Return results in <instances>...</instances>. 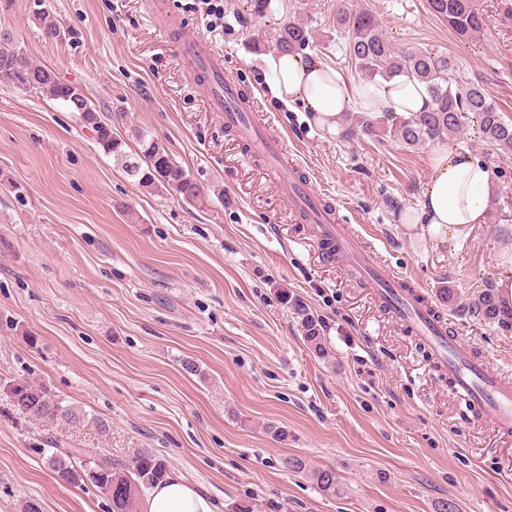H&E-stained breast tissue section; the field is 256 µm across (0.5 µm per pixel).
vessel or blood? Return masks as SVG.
<instances>
[{
    "mask_svg": "<svg viewBox=\"0 0 512 512\" xmlns=\"http://www.w3.org/2000/svg\"><path fill=\"white\" fill-rule=\"evenodd\" d=\"M181 66L210 88L212 111L245 144L254 146L276 177L281 196L325 259L343 258L376 302L400 327L411 331L428 353L434 368L448 376L453 394L476 415H491L503 434L512 433V380L476 355L472 342L454 332L417 285L384 264L359 233L341 224L336 207L318 194L300 161L291 160L285 141L258 115L254 95L245 93L226 67L224 56L200 34L178 35Z\"/></svg>",
    "mask_w": 512,
    "mask_h": 512,
    "instance_id": "vessel-or-blood-1",
    "label": "vessel or blood"
}]
</instances>
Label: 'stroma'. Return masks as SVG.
Instances as JSON below:
<instances>
[{
  "label": "stroma",
  "instance_id": "35a3bbf8",
  "mask_svg": "<svg viewBox=\"0 0 512 512\" xmlns=\"http://www.w3.org/2000/svg\"><path fill=\"white\" fill-rule=\"evenodd\" d=\"M193 2L0 0V36L82 88L127 155L140 151L133 130L148 131L204 191L186 203L144 190L78 113L0 82V512L29 501L40 512H108L93 485L57 480L42 451L49 433L119 458L151 449L216 512H435L446 498L460 512H512V437L469 413L417 339L343 262L323 259L261 154L226 131L158 27L176 18L223 51L343 222L430 297L455 289L461 301L443 314L511 375L512 328L480 323L462 301L495 281L512 251V158L496 164L495 222L458 248L434 245L402 221L432 145L407 149L344 125L328 133L265 84L288 18L311 30L307 56L359 83L336 31L338 0H268L259 17L250 0H219V29ZM477 2L489 25L470 40L427 0L350 5L372 11L395 45L455 56L512 120V17L501 0ZM48 18L61 38L45 36ZM283 290L321 321L324 354L308 348ZM20 382L47 388L85 422L32 423L10 398ZM292 456L308 472L288 471ZM321 466L335 468L339 495L312 481Z\"/></svg>",
  "mask_w": 512,
  "mask_h": 512
}]
</instances>
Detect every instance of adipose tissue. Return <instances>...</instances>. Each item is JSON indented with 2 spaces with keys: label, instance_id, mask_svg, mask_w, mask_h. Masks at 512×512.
I'll return each mask as SVG.
<instances>
[{
  "label": "adipose tissue",
  "instance_id": "1",
  "mask_svg": "<svg viewBox=\"0 0 512 512\" xmlns=\"http://www.w3.org/2000/svg\"><path fill=\"white\" fill-rule=\"evenodd\" d=\"M268 87L283 103H301L316 123L337 133L348 110L406 116L424 110L429 96L424 84L401 74L390 79L348 87L340 74L299 53H279L270 58ZM495 184L490 169L465 149L434 150L431 174L418 203L407 209L403 221L421 225L436 244L461 243L476 225L486 223ZM141 512H216L209 495L192 486L182 474L166 480L144 495Z\"/></svg>",
  "mask_w": 512,
  "mask_h": 512
}]
</instances>
